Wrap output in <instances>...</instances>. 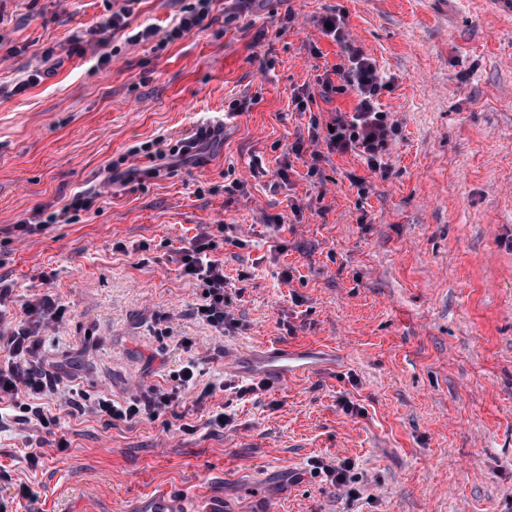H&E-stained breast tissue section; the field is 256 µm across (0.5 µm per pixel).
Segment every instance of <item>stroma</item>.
<instances>
[{
    "label": "stroma",
    "mask_w": 512,
    "mask_h": 512,
    "mask_svg": "<svg viewBox=\"0 0 512 512\" xmlns=\"http://www.w3.org/2000/svg\"><path fill=\"white\" fill-rule=\"evenodd\" d=\"M114 2L0 0L7 315L46 295L65 308L38 332L61 378L44 400L56 424L0 422V512H135L163 489L223 512H512V0H247L231 23V0H213L211 26L163 48L129 32L171 28L180 0H137L129 30L69 55ZM331 13L391 85L387 173L354 154L291 151L356 103L349 88L317 95L341 61L319 25ZM306 90L315 102L295 111ZM214 120L219 132L171 174L126 183L150 164L129 146L189 140ZM85 189L101 196L76 223L18 229ZM277 214L283 227L267 223ZM201 232L225 276L245 282L220 332L168 260ZM268 344L323 366L237 399L247 379L225 353ZM190 361L219 386L206 409L182 402L135 423L93 411ZM225 404L232 423L210 433ZM317 458L352 462L348 483L315 474Z\"/></svg>",
    "instance_id": "1"
}]
</instances>
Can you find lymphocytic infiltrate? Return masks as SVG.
I'll return each instance as SVG.
<instances>
[{
    "label": "lymphocytic infiltrate",
    "mask_w": 512,
    "mask_h": 512,
    "mask_svg": "<svg viewBox=\"0 0 512 512\" xmlns=\"http://www.w3.org/2000/svg\"><path fill=\"white\" fill-rule=\"evenodd\" d=\"M212 0H188L180 9L174 25L166 32L157 27L146 26L134 34L133 42H147L155 36H163L165 42H172L194 29L204 28L211 12ZM327 36L342 43L348 57L346 63L335 65L334 75L346 79L353 87L356 104L352 111L337 113L332 120V129L325 135H311L309 141L323 142L325 152H313V160H320L323 154L354 153L365 160L374 172L383 168L382 159L389 139L396 136L398 125L391 121L388 112L381 110L379 97L387 83L375 62L360 51L345 44L344 33L336 16L326 15L320 20ZM96 200L95 194L80 191L62 208L50 211L37 209L28 217L29 231H39L51 224H71L79 212L90 210ZM211 245L204 235H195L191 247L176 251L172 258L184 276L196 281L202 290L196 314L215 329H222L229 317L227 307L230 298L226 292L228 282L224 277V264L210 256ZM9 287L0 288V411L20 409L28 420L47 424L49 418L39 406L40 397L54 393L57 383L50 373L39 367V341L36 332L41 325L58 319L62 313L55 300L44 297L26 304L24 317L17 324L7 323L4 307L9 298ZM172 386L164 388L152 386L142 395L130 398L119 404L111 399H100L97 404L99 414L115 420L134 422L142 416L159 418L174 407L182 392L195 390V405H203L213 396L215 387L206 384L196 385L194 364L183 365L173 377Z\"/></svg>",
    "instance_id": "f902f5d3"
}]
</instances>
